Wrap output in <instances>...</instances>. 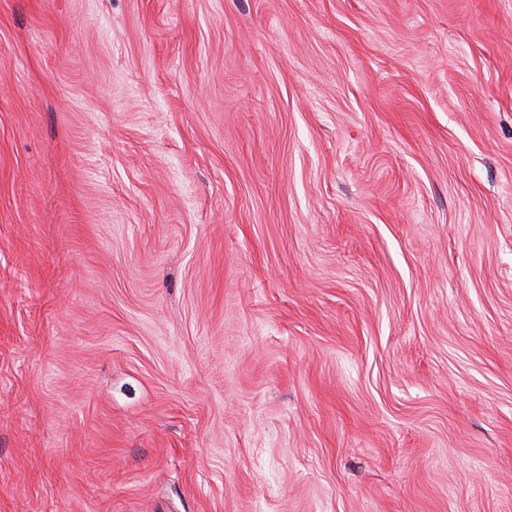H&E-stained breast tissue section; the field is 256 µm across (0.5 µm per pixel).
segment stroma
<instances>
[{"label": "stroma", "instance_id": "stroma-1", "mask_svg": "<svg viewBox=\"0 0 512 512\" xmlns=\"http://www.w3.org/2000/svg\"><path fill=\"white\" fill-rule=\"evenodd\" d=\"M0 512H512V0H0Z\"/></svg>", "mask_w": 512, "mask_h": 512}]
</instances>
